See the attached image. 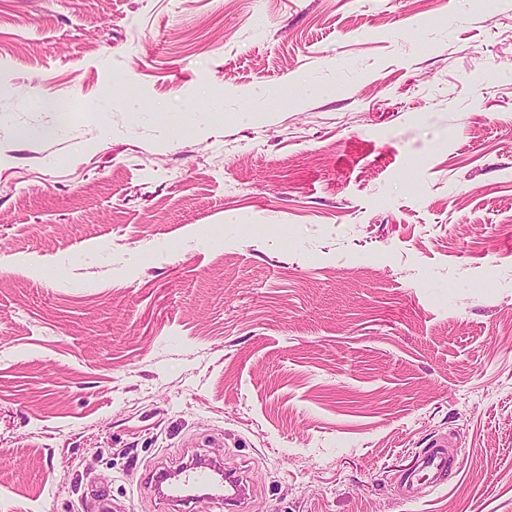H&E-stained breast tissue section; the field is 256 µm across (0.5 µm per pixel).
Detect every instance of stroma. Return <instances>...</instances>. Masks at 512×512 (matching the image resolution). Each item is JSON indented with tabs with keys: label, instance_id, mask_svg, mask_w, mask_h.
<instances>
[{
	"label": "stroma",
	"instance_id": "obj_1",
	"mask_svg": "<svg viewBox=\"0 0 512 512\" xmlns=\"http://www.w3.org/2000/svg\"><path fill=\"white\" fill-rule=\"evenodd\" d=\"M203 454L194 512H512V0H0V512ZM457 450L446 446L428 448L420 457L417 470L406 479V485L414 490L415 482L427 476L424 487H438L447 482L448 477L457 468ZM418 477L415 479V477Z\"/></svg>",
	"mask_w": 512,
	"mask_h": 512
}]
</instances>
